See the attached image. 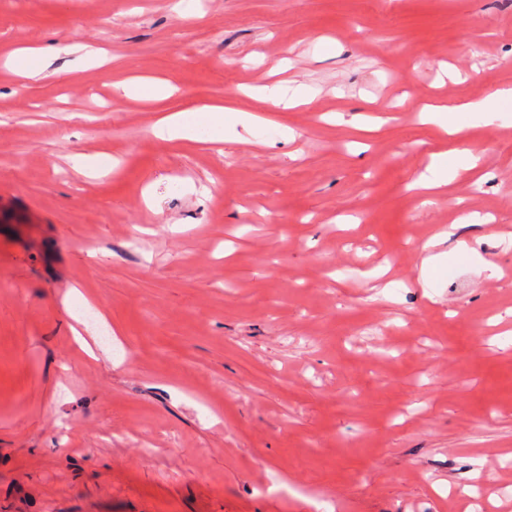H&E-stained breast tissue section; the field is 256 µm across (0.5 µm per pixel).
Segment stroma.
Masks as SVG:
<instances>
[{"instance_id":"35a3bbf8","label":"stroma","mask_w":512,"mask_h":512,"mask_svg":"<svg viewBox=\"0 0 512 512\" xmlns=\"http://www.w3.org/2000/svg\"><path fill=\"white\" fill-rule=\"evenodd\" d=\"M176 2L0 0V49L108 53L0 65V512H512V126L464 130L446 203L405 188L424 103L512 87V0ZM214 101L258 143L153 136ZM455 198L493 221L423 287ZM81 50H86L84 56L87 58L97 55L96 51L87 50V46L84 45L56 46L47 43L36 47L14 50L9 54L7 61L16 74L29 78L45 73L51 66L52 61L62 54L69 55ZM114 87L128 97L160 99L171 94L172 88L161 82H121ZM261 100L268 103L275 109L295 108L309 105L317 95L311 87L298 84L264 86L257 89ZM458 225L451 224L448 232L444 231L421 246V251L423 253V258L421 262V279L424 286H428L430 280L436 273V271L441 267L444 262L445 256L441 253H434L433 249L437 247L442 241L447 240L453 235V232L450 229H455Z\"/></svg>"}]
</instances>
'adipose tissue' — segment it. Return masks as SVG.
I'll list each match as a JSON object with an SVG mask.
<instances>
[{"mask_svg":"<svg viewBox=\"0 0 512 512\" xmlns=\"http://www.w3.org/2000/svg\"><path fill=\"white\" fill-rule=\"evenodd\" d=\"M72 45L56 46L50 43L36 47L17 49L8 56V61L16 74L22 77H34L45 73L53 60L61 55L75 53ZM512 102V88L500 89L493 94L469 101L451 99L437 104H428L421 108L419 118L422 121L439 126L449 139L463 131V116L469 115L493 122L503 104ZM205 123L217 133L243 130L254 134L263 123L261 116L239 112L221 103L203 104L184 112L162 115L153 127L156 138L167 141L192 139L197 134L198 124ZM478 159L470 151L456 149L429 153L422 171L417 173L406 185L407 190L425 189L438 198L445 197L449 185L461 174L474 171Z\"/></svg>","mask_w":512,"mask_h":512,"instance_id":"ef3b65f1","label":"adipose tissue"}]
</instances>
